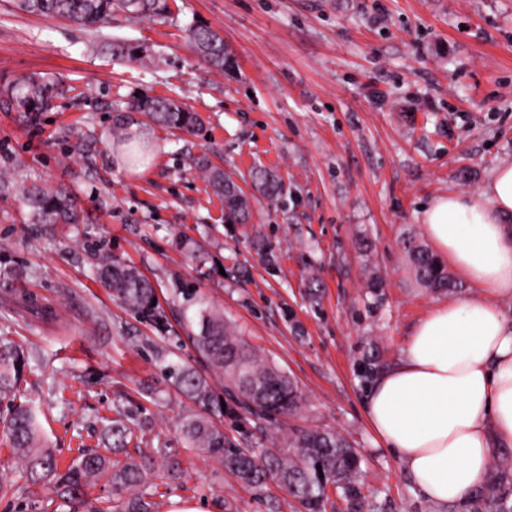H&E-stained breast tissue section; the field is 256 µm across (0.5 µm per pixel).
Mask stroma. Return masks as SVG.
I'll return each instance as SVG.
<instances>
[{"mask_svg":"<svg viewBox=\"0 0 512 512\" xmlns=\"http://www.w3.org/2000/svg\"><path fill=\"white\" fill-rule=\"evenodd\" d=\"M167 18H112L100 34L0 0V90L17 77L61 83L43 112L0 104V355L28 360L21 396L35 407L61 465L105 452L117 414L140 425L141 449L165 448L179 480L146 487L157 512H305L276 479L246 485L187 450L195 406L172 368L204 370L184 340L198 288L308 398L281 424L225 419L255 451L289 453L295 428L344 434L362 456L358 488L372 512H457L426 500L371 430L365 399L431 310L477 295L455 266L457 293L413 281L401 240L422 234V207L450 192L477 195L512 164V0H169ZM219 32L236 65L220 71L192 50L189 30ZM125 44L146 63L113 53ZM199 112L201 132L135 124L152 149L130 167L112 138L115 108L134 95ZM208 156L251 203L229 224L224 201L188 156ZM275 173L276 200L253 168ZM36 183L70 194L81 224H32L21 203ZM138 268L167 321L157 327L93 277L98 252ZM382 277L368 284L370 272ZM0 512H71L14 471L0 435Z\"/></svg>","mask_w":512,"mask_h":512,"instance_id":"stroma-1","label":"stroma"}]
</instances>
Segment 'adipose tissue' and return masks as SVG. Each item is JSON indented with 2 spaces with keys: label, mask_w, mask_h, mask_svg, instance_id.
Masks as SVG:
<instances>
[{
  "label": "adipose tissue",
  "mask_w": 512,
  "mask_h": 512,
  "mask_svg": "<svg viewBox=\"0 0 512 512\" xmlns=\"http://www.w3.org/2000/svg\"><path fill=\"white\" fill-rule=\"evenodd\" d=\"M424 229L480 297L434 309L403 354L371 385L369 424L435 504L485 484L496 449L512 447V165L474 196L451 194L424 209Z\"/></svg>",
  "instance_id": "obj_1"
}]
</instances>
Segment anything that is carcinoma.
<instances>
[{"mask_svg": "<svg viewBox=\"0 0 512 512\" xmlns=\"http://www.w3.org/2000/svg\"><path fill=\"white\" fill-rule=\"evenodd\" d=\"M20 10L37 16L59 18L87 31H96L110 23L112 16L123 13L131 18H164L170 12L168 0H17ZM190 40L203 59L222 70L235 63L224 38L217 32L196 27ZM59 94L49 80L25 77L15 80L7 96L25 112H43ZM138 113L152 122L184 133H192L203 124L202 117L171 99L137 97L118 109L113 117L112 136L127 140L126 128L131 114ZM190 164L209 173L212 189L224 197L229 218L246 220L249 200L224 171L209 166L207 157H188ZM253 181L269 198L280 192L278 182L267 172L257 170ZM35 224H78L77 209L68 204L58 191L48 192L33 184L24 192ZM402 248L410 269L419 284L431 291L458 289L440 258L416 236L402 239ZM95 274L105 287L131 311L165 325L166 315L160 305H152L155 289L133 267L110 254L96 258ZM198 330L188 329L187 339L208 372L191 367L177 372L176 384L181 393L200 412L182 425L187 447L218 460L225 469L247 484H260L274 476L299 499L308 512H322L327 486L343 490L352 512H363L357 493L361 459L355 448L340 433L325 430H296L290 436L291 455L256 453L228 438L220 428L219 418L226 415L246 421L257 428L280 423L281 419L304 408L306 398L298 384L284 371L252 347L236 327L206 302H198ZM22 359L0 363V394H11L21 381ZM12 443L14 455L21 462L22 477L30 484L43 483L51 495L69 502L86 494V489L104 480L112 496L102 498L88 512H153L154 503L145 499L140 488L155 479L176 480L182 463L163 448L139 456L113 459L106 454L83 456L65 471H60L55 457L47 448L37 413L27 404H12L3 427ZM112 448L127 447L136 431L120 418L112 420ZM466 512H512V464L492 466L484 487L465 498Z\"/></svg>", "mask_w": 512, "mask_h": 512, "instance_id": "obj_1", "label": "carcinoma"}]
</instances>
